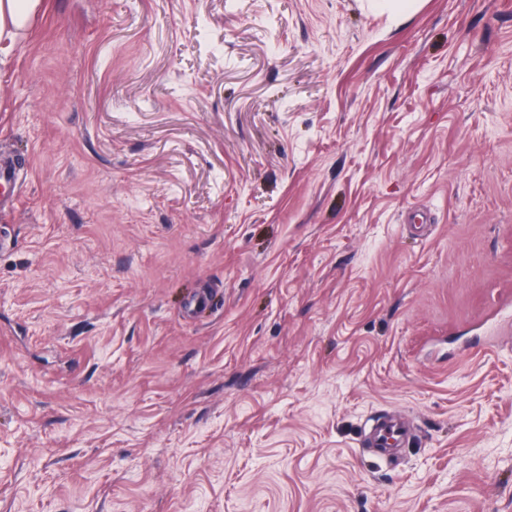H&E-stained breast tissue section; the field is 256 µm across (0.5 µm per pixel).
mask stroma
<instances>
[{"mask_svg":"<svg viewBox=\"0 0 512 512\" xmlns=\"http://www.w3.org/2000/svg\"><path fill=\"white\" fill-rule=\"evenodd\" d=\"M47 4L0 67V512H512V0ZM412 438L408 422L394 413L376 417L364 434V445L372 448L374 455L386 460L401 454Z\"/></svg>","mask_w":512,"mask_h":512,"instance_id":"1","label":"stroma"}]
</instances>
